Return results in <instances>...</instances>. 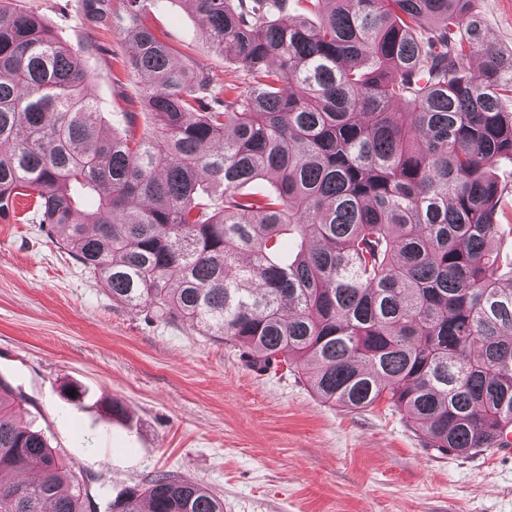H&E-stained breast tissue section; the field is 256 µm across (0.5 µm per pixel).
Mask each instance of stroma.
Wrapping results in <instances>:
<instances>
[{"mask_svg":"<svg viewBox=\"0 0 512 512\" xmlns=\"http://www.w3.org/2000/svg\"><path fill=\"white\" fill-rule=\"evenodd\" d=\"M84 47L102 125L125 131L143 88L131 50L91 0H17ZM487 40L512 55V0H472ZM145 23L217 83L232 59L207 53L188 0L147 8ZM0 379L23 424L42 429L94 502L166 472L207 486L224 512H512V450L441 454L382 401L351 411L305 375L253 368L240 350L177 319L116 302L44 224L0 218ZM85 392L82 406L65 384ZM119 400L122 415L107 404Z\"/></svg>","mask_w":512,"mask_h":512,"instance_id":"obj_1","label":"stroma"}]
</instances>
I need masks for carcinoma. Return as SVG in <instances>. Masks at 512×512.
I'll list each match as a JSON object with an SVG mask.
<instances>
[{"label": "carcinoma", "mask_w": 512, "mask_h": 512, "mask_svg": "<svg viewBox=\"0 0 512 512\" xmlns=\"http://www.w3.org/2000/svg\"><path fill=\"white\" fill-rule=\"evenodd\" d=\"M216 88L122 0L112 27L143 85L145 137L106 134L86 44L0 4V215L18 197L112 299L304 372L324 401L405 412L441 454L512 429V236L492 175L512 157V56L471 0H188ZM464 27L469 38H457ZM478 56L481 69L466 72ZM265 179L274 191L240 192ZM0 380V512H97ZM36 469L38 479L26 478ZM104 512H224L187 477L106 496Z\"/></svg>", "instance_id": "obj_1"}]
</instances>
